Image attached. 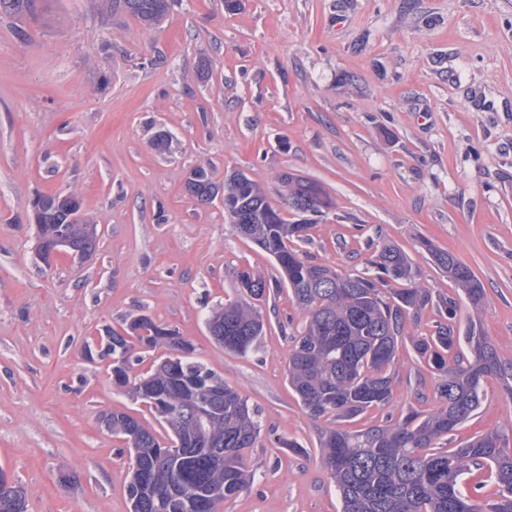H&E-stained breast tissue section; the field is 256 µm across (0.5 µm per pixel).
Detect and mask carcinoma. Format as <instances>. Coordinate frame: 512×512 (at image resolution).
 I'll return each mask as SVG.
<instances>
[{"mask_svg":"<svg viewBox=\"0 0 512 512\" xmlns=\"http://www.w3.org/2000/svg\"><path fill=\"white\" fill-rule=\"evenodd\" d=\"M112 12L125 13L148 28L166 18L169 0H106ZM37 0H0V12L25 16ZM284 205L299 213L322 215L333 207L318 183L294 174L282 176ZM187 191L201 205L222 199L236 231L276 262L281 275L270 280L243 270L238 273L241 299L214 307L207 327L224 350L246 354L265 334L259 303L286 285L302 312V325L291 336L288 385L312 420L353 419L371 407L393 400L399 338L405 323L429 304L448 315L435 332L413 341L417 356L437 376L438 404L428 411L410 409L395 423L350 431L328 428L319 438L320 459L336 484L340 512H512V450L497 429L477 434L454 447V431L472 418L485 400L484 381L496 376L512 397V366L502 363L496 347L475 325L460 333L451 323L459 303L479 308L485 288L473 271L448 252L423 246L432 261L459 287L458 297H433L417 283L418 272L401 248L386 244L360 275L342 278L294 247L306 239L307 224H289L266 193L242 172L213 181L210 170L195 168ZM81 202L71 195H40L33 203L38 237L61 235L90 256L100 244L99 232L86 230L77 217ZM165 325L148 315L133 318L125 334L100 337L103 355L112 359L114 381L130 397L149 406L170 433L171 447L127 413L113 412L112 434L126 439L131 454L127 484L134 512H185L183 499L195 497L197 512H218V505L244 492L255 473L243 454L255 447L261 432L258 414L248 399L192 359V345L180 335L163 333ZM151 351L165 346L171 355L146 375L130 376L133 365L128 338ZM211 405L209 421L194 419L193 404ZM224 449V464L214 449ZM476 472L488 474L496 491L481 503L483 485L473 493L461 481ZM0 512H27L21 486L0 467Z\"/></svg>","mask_w":512,"mask_h":512,"instance_id":"carcinoma-1","label":"carcinoma"}]
</instances>
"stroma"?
<instances>
[{
	"label": "stroma",
	"mask_w": 512,
	"mask_h": 512,
	"mask_svg": "<svg viewBox=\"0 0 512 512\" xmlns=\"http://www.w3.org/2000/svg\"><path fill=\"white\" fill-rule=\"evenodd\" d=\"M200 165L218 183L244 171L275 205L282 174L319 183L334 207L310 216L299 248L341 276L392 243L421 286L450 295L424 246L454 254L487 292L457 326L477 322L512 364V0H172L150 31L105 0H38L34 14L0 13V467L27 512H129V452L102 415L169 434L86 347L139 315L178 330L259 414L254 482L220 512H339L319 455L330 422L288 388L291 295L263 304L248 354L207 330V309L239 299L238 271L279 273L222 202L188 193ZM71 191L100 247L43 263L32 201ZM441 320L430 305L407 321L392 402L351 429L432 408L436 378L412 342ZM485 387L455 441L491 428L512 439V398L497 378Z\"/></svg>",
	"instance_id": "1"
}]
</instances>
